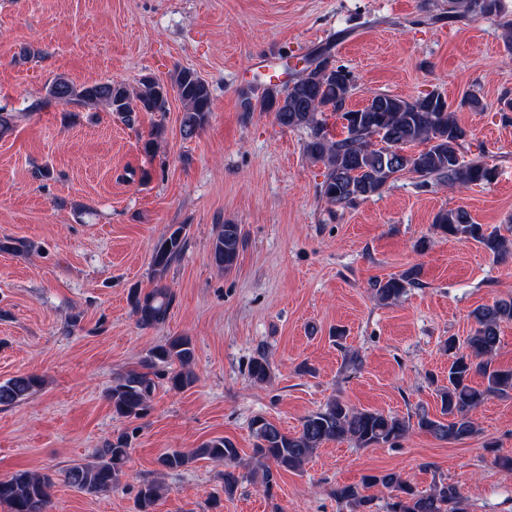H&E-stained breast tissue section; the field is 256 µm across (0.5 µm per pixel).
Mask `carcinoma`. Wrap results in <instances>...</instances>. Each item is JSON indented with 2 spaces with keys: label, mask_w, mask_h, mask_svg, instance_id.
<instances>
[{
  "label": "carcinoma",
  "mask_w": 512,
  "mask_h": 512,
  "mask_svg": "<svg viewBox=\"0 0 512 512\" xmlns=\"http://www.w3.org/2000/svg\"><path fill=\"white\" fill-rule=\"evenodd\" d=\"M502 0H448V18L474 21L493 19L502 30L505 49L512 54V20L504 15ZM307 65L293 73L288 84L271 86L256 95L240 92L244 112H269L276 123L288 130L307 133L304 152L307 159L324 167L318 185L320 197L331 206L351 207L382 194L402 176L412 175L419 184L433 182L450 187L480 185L494 179V169L481 158H467L464 146L468 132L450 111L443 95L435 90L407 99L390 94H376L361 109L347 108L356 90L351 72L336 65L326 72ZM175 92L183 104L181 135L191 139L209 122L212 93L207 82L189 68H181L166 85L151 76H143L137 87L120 82L76 84L63 75L47 87L43 105L53 103L89 108L103 106L120 122L132 126L140 112H163L169 92ZM338 109L349 117L350 129L338 139L328 128V113ZM436 232L458 239L472 240L494 260L512 255V239L473 221L461 206L439 211L433 223ZM188 240V225L172 224L153 248L152 272L157 284L144 293L139 288L129 292V304L138 326L155 328L165 324L175 303L174 292L162 284L169 267L183 254ZM243 234L238 224L224 223L211 243L213 262L229 272L237 264ZM420 270L411 267L385 280L372 283L374 298L383 304L419 284ZM476 328L464 341L450 336L448 385L438 390L440 415L423 406L414 413L416 422L376 410L355 409L340 398L329 400L310 412L294 433L282 431L262 416L251 421L256 439L253 463H245L235 444L224 437L203 442L189 452L172 450L159 458L165 471L187 468L198 459L224 464V493L238 487L240 467L260 478L266 493L276 485L282 471H299L319 448L329 442L351 441L359 448L393 445L415 427L438 439L459 442L471 438L478 428L471 412L486 401L512 395V368L495 364L500 344V328L512 322V298L473 311ZM195 348L187 336H178L148 350L141 369L118 376L107 391L113 413L121 418H143L150 413L151 398L157 382L182 391L196 381L193 371ZM483 383L475 385L472 376ZM255 384L270 379V364L265 352H258L249 367ZM41 386L33 374H20L0 382V406L10 407L31 397ZM130 452L128 437L119 434L96 449L91 460L75 463L62 472L63 482L89 495L112 491L119 485ZM381 485L393 492L386 502V512H468V504L456 485L440 480L427 491H419L397 473L366 475L359 485L336 487V501L349 512H372L374 498L366 490ZM53 478L31 470H18L0 479V504L9 512H48ZM166 487L159 481L140 485L136 495L137 512H155Z\"/></svg>",
  "instance_id": "carcinoma-1"
}]
</instances>
